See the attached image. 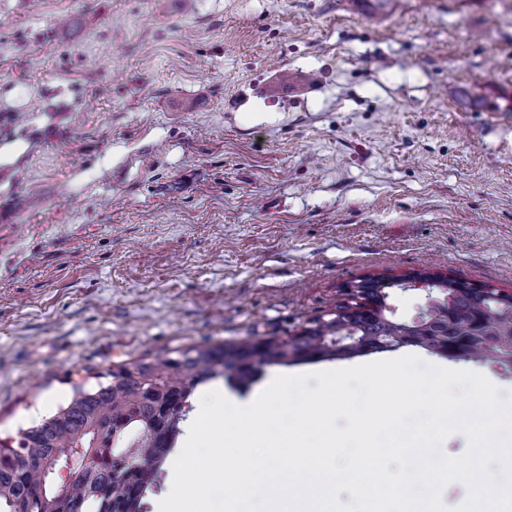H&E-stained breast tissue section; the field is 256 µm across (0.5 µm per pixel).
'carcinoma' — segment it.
Instances as JSON below:
<instances>
[{
    "instance_id": "cac0c4a2",
    "label": "carcinoma",
    "mask_w": 512,
    "mask_h": 512,
    "mask_svg": "<svg viewBox=\"0 0 512 512\" xmlns=\"http://www.w3.org/2000/svg\"><path fill=\"white\" fill-rule=\"evenodd\" d=\"M398 280L366 277L358 281L351 301L336 307L329 319H318L294 336L271 337L257 344H203L176 351V356L133 359L108 373V383L93 389L74 387L71 401L23 433L17 446L0 441V512H145L147 491L160 487L161 465L192 409L198 385L222 379L243 392L271 366L364 354L336 347L347 328L377 341L400 340V322L388 315L390 293ZM439 287L451 303L448 321H433L421 348L438 353L460 344L465 359L493 362L512 369V302L497 289L448 275ZM127 455L113 452L117 445ZM72 454L68 483H54L50 465L57 450ZM94 460L86 461V452ZM42 459L48 466L32 465Z\"/></svg>"
}]
</instances>
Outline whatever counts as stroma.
<instances>
[{"mask_svg":"<svg viewBox=\"0 0 512 512\" xmlns=\"http://www.w3.org/2000/svg\"><path fill=\"white\" fill-rule=\"evenodd\" d=\"M511 88L512 0H0V439L367 275L512 292Z\"/></svg>","mask_w":512,"mask_h":512,"instance_id":"35a3bbf8","label":"stroma"}]
</instances>
